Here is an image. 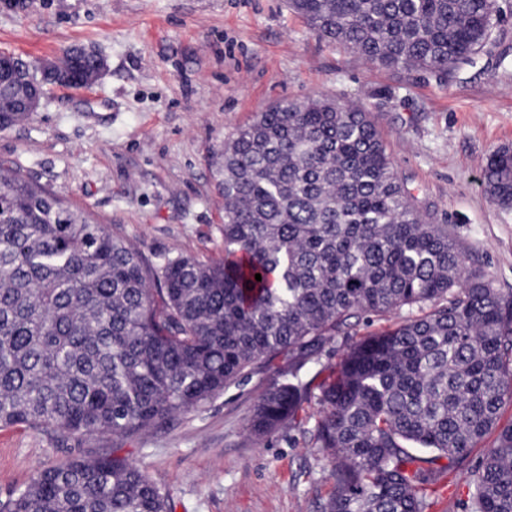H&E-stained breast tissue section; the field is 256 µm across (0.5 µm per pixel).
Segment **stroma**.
Instances as JSON below:
<instances>
[{
  "label": "stroma",
  "instance_id": "35a3bbf8",
  "mask_svg": "<svg viewBox=\"0 0 512 512\" xmlns=\"http://www.w3.org/2000/svg\"><path fill=\"white\" fill-rule=\"evenodd\" d=\"M95 48L107 61L88 89L54 88L25 123L0 130V167L18 168L150 262L224 255V199L211 153L276 102L328 96L373 112L399 174L433 224L512 293V209L481 183L493 150L512 145V66L446 83L388 70L311 31L286 0H22L0 6V53L25 59ZM279 355L248 378L162 426L129 436H64L53 428H0V501L36 471L114 454L140 466L173 512H322L334 480L315 446V401L263 438L248 433ZM495 440L444 472L428 512H464L470 473Z\"/></svg>",
  "mask_w": 512,
  "mask_h": 512
}]
</instances>
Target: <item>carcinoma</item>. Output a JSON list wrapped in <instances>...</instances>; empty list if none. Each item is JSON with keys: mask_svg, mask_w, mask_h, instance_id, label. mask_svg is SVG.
I'll use <instances>...</instances> for the list:
<instances>
[{"mask_svg": "<svg viewBox=\"0 0 512 512\" xmlns=\"http://www.w3.org/2000/svg\"><path fill=\"white\" fill-rule=\"evenodd\" d=\"M311 29L370 63L446 80L493 56L499 0H288ZM74 86L97 74L71 50ZM46 91L0 79V121ZM224 258L146 262L89 213L0 168V427L128 435L194 409L280 354L250 435L291 424L306 360L351 341L318 386L314 440L331 465L324 512H426L440 474L497 428L512 400V293L428 224L371 114L329 98L282 101L211 162ZM512 208V146L482 171ZM261 275L262 280L255 279ZM404 319L356 340L362 322ZM499 429V428H497ZM467 512H512V426L478 469ZM0 512H171L133 463L41 469Z\"/></svg>", "mask_w": 512, "mask_h": 512, "instance_id": "1", "label": "carcinoma"}]
</instances>
